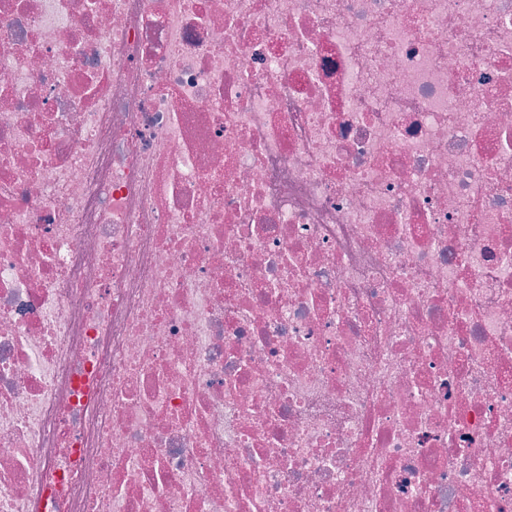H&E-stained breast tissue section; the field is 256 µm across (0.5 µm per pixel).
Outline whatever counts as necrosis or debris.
<instances>
[{
	"instance_id": "4bbe7bcc",
	"label": "necrosis or debris",
	"mask_w": 512,
	"mask_h": 512,
	"mask_svg": "<svg viewBox=\"0 0 512 512\" xmlns=\"http://www.w3.org/2000/svg\"><path fill=\"white\" fill-rule=\"evenodd\" d=\"M0 512H512V0H0Z\"/></svg>"
}]
</instances>
